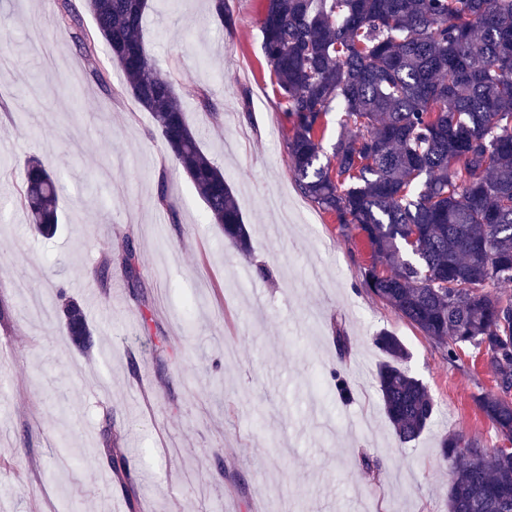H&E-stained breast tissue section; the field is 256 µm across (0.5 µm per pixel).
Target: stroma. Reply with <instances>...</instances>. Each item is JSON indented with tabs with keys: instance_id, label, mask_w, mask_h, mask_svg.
Masks as SVG:
<instances>
[{
	"instance_id": "stroma-1",
	"label": "stroma",
	"mask_w": 512,
	"mask_h": 512,
	"mask_svg": "<svg viewBox=\"0 0 512 512\" xmlns=\"http://www.w3.org/2000/svg\"><path fill=\"white\" fill-rule=\"evenodd\" d=\"M56 0H0V512H448L440 440H502L474 403L495 383L483 355L448 357L363 286L369 251L296 185L279 93L261 51L263 0L149 11L160 67L179 62L180 100L232 189L251 239L242 258L180 167L150 113L110 100L86 74ZM215 110L197 111L193 86ZM57 173L63 225L37 235L19 202L23 163ZM178 202L158 208L159 175ZM140 285L119 264L126 241ZM113 256L112 278L89 271ZM82 307L87 343L66 336L62 299ZM388 330L438 405L402 445L375 374ZM345 344H338L337 334ZM350 391L342 399L337 379ZM113 418L130 470L110 469Z\"/></svg>"
}]
</instances>
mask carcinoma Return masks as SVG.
I'll list each match as a JSON object with an SVG mask.
<instances>
[{
    "label": "carcinoma",
    "instance_id": "obj_1",
    "mask_svg": "<svg viewBox=\"0 0 512 512\" xmlns=\"http://www.w3.org/2000/svg\"><path fill=\"white\" fill-rule=\"evenodd\" d=\"M58 0L64 29L87 74L109 98L149 112L167 157L203 200L207 218L244 256L249 240L224 172L203 152L177 88V63L162 71L144 39L151 0ZM89 13L95 30L85 26ZM262 52L291 124L288 158L301 191L368 244L363 286L424 335L485 356L496 391L475 403L499 435H512V0H265ZM125 76L115 87L97 66L99 44ZM346 132L324 156L318 133L333 105ZM59 182L26 162L20 203L34 230L58 225ZM156 205L176 215L160 176ZM139 284L132 245L121 255ZM61 312L69 335H90L82 308ZM387 356L378 383L402 444L434 418L426 385L402 366L390 332L373 337ZM449 512H512V453H491L458 433L441 440Z\"/></svg>",
    "mask_w": 512,
    "mask_h": 512
}]
</instances>
